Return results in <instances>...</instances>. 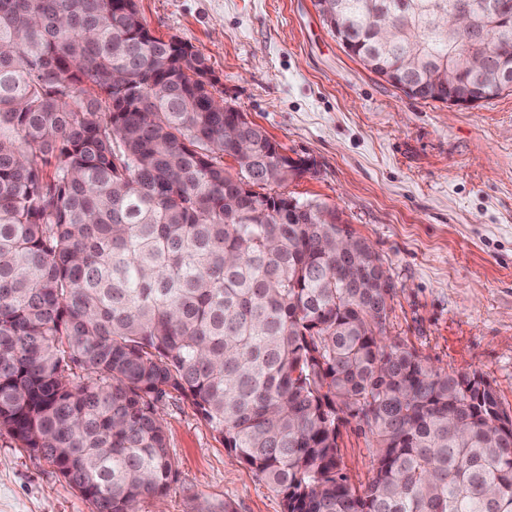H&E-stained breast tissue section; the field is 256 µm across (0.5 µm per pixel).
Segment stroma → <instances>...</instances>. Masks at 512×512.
<instances>
[{"label": "stroma", "instance_id": "obj_1", "mask_svg": "<svg viewBox=\"0 0 512 512\" xmlns=\"http://www.w3.org/2000/svg\"><path fill=\"white\" fill-rule=\"evenodd\" d=\"M149 30L206 58L217 96L309 162L278 191L324 202L366 240L393 288L389 337L428 364L480 373L512 414V89L470 108L408 97L348 55L314 0H136ZM176 477L140 512H282V500L186 399L161 410ZM355 489L376 448L344 416ZM0 512H90L44 461L0 436Z\"/></svg>", "mask_w": 512, "mask_h": 512}]
</instances>
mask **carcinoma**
Here are the masks:
<instances>
[{
	"label": "carcinoma",
	"instance_id": "obj_1",
	"mask_svg": "<svg viewBox=\"0 0 512 512\" xmlns=\"http://www.w3.org/2000/svg\"><path fill=\"white\" fill-rule=\"evenodd\" d=\"M450 2L341 0L323 22L395 87L414 48L418 84L448 68L492 100L512 16L486 19L474 73L438 31ZM148 33L135 0H0V435L91 512H140L175 476L160 407L180 397L283 512H512V415L491 383L386 338L371 246H331L334 206H276L277 144L256 126L243 150L205 56ZM226 157L261 191L236 192ZM344 413L377 448L361 492Z\"/></svg>",
	"mask_w": 512,
	"mask_h": 512
}]
</instances>
